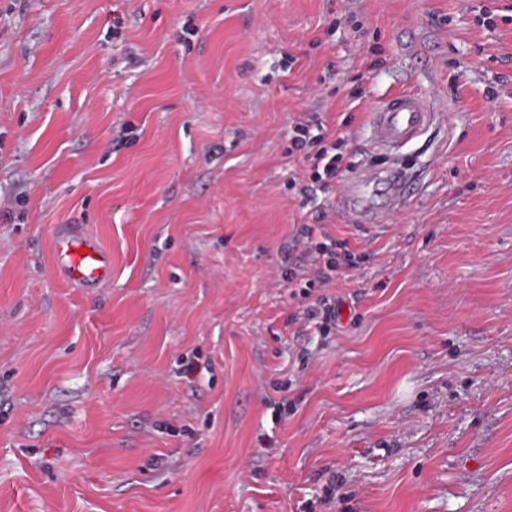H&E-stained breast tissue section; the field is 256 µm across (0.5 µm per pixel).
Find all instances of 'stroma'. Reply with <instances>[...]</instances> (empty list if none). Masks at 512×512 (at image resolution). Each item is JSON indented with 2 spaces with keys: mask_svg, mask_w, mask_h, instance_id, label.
Here are the masks:
<instances>
[{
  "mask_svg": "<svg viewBox=\"0 0 512 512\" xmlns=\"http://www.w3.org/2000/svg\"><path fill=\"white\" fill-rule=\"evenodd\" d=\"M407 90L388 223L291 189L298 115L348 171ZM0 512H512V0H0ZM432 119L433 110L421 96L401 92L375 106L371 138L380 148L396 150L418 138ZM313 225L303 224L299 229V235L296 237L297 244L303 248V252L309 259V266L299 269L298 273L290 272L288 283L294 280L304 281L305 286L301 288H324L336 282V270L341 265L353 267L355 258L349 251L343 250L341 257L336 253V246L344 248L346 243H337L331 240L330 244L326 242L315 241ZM53 241L55 265L70 282L85 286L107 279L109 257L94 239L76 235L71 227H64ZM81 248L86 249V254H82ZM295 320L303 321L307 327L313 324L323 336H327L336 326V301L332 302L331 297L322 296L316 303L303 305Z\"/></svg>",
  "mask_w": 512,
  "mask_h": 512,
  "instance_id": "obj_1",
  "label": "stroma"
}]
</instances>
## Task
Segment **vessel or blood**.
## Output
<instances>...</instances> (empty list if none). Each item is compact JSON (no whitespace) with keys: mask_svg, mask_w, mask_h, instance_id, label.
<instances>
[{"mask_svg":"<svg viewBox=\"0 0 512 512\" xmlns=\"http://www.w3.org/2000/svg\"><path fill=\"white\" fill-rule=\"evenodd\" d=\"M433 111L412 92H401L380 101L371 119V138L380 148L398 149L430 125ZM410 185L393 163L368 166L352 174L336 199L338 211L358 224H380L404 205ZM56 267L72 283L85 286L104 282L110 273L107 253L98 243L72 228L60 229L54 237Z\"/></svg>","mask_w":512,"mask_h":512,"instance_id":"1","label":"vessel or blood"}]
</instances>
